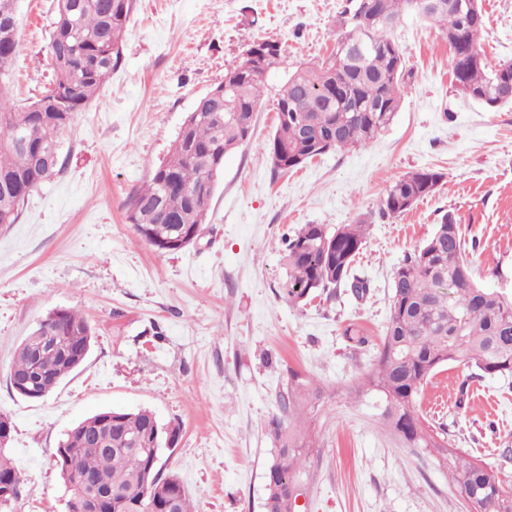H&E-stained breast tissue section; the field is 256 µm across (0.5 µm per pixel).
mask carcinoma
<instances>
[{
  "label": "carcinoma",
  "mask_w": 512,
  "mask_h": 512,
  "mask_svg": "<svg viewBox=\"0 0 512 512\" xmlns=\"http://www.w3.org/2000/svg\"><path fill=\"white\" fill-rule=\"evenodd\" d=\"M50 34L53 83L40 98L17 106L0 86V223L17 222L28 196L60 172L59 139L75 115L96 95L122 60L123 34L134 0H53ZM433 0H348L337 19L331 54L287 73L277 99V127L269 141L274 168L288 171L332 149L359 146L387 128L399 112L410 78L405 56L391 32L406 14L441 28L454 53V80L474 99H498L501 86L512 84V62L492 66L480 46L486 29L479 16L444 6L428 10ZM18 49V30L0 36V78L7 77ZM288 68L281 47L273 59L249 71L241 61L226 68L235 82L236 105L225 114L200 98L189 113L167 158L150 179L129 195L127 219L140 239L159 251L174 252L194 241L204 224L224 157L248 143L268 74ZM444 175L434 170L410 172L390 186L384 207L400 215L434 192ZM368 225L345 224L331 231L305 224L288 239L285 259L288 281L284 294L298 303L317 292L339 288L363 249ZM62 328L61 349L34 355L16 350L12 375L50 393L77 369L72 361L94 330L76 308L49 312ZM463 362L482 373L512 375V296L489 291L473 279L459 225L446 214L427 242L408 254L394 272L389 318L372 369L360 381L385 397L382 417L408 444L431 449L439 467L448 470L458 493L477 494L481 512H512V483L482 461L464 457L445 433L423 426L414 401L437 368ZM319 398V390L291 374L279 392L278 410L269 422L274 463L267 471L265 512H306L296 500L306 496L297 466L312 455V446L284 426L303 401ZM176 430L153 412L108 410L85 418L59 444L69 467L61 469L71 490L97 477L107 497L98 512H191L178 478L160 467L147 471L155 452L175 443ZM21 473L0 447V486L10 485L16 501Z\"/></svg>",
  "instance_id": "cac0c4a2"
}]
</instances>
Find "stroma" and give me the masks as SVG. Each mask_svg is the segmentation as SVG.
<instances>
[{
  "mask_svg": "<svg viewBox=\"0 0 512 512\" xmlns=\"http://www.w3.org/2000/svg\"><path fill=\"white\" fill-rule=\"evenodd\" d=\"M346 3L135 0L121 65L60 140L61 172L0 228V414L23 476L15 512H67L57 455L66 432L105 409L141 408L177 428L159 464L194 512H265L268 424L293 372L320 390L293 417L314 443L307 512H466L429 451L390 431L375 393L355 390L380 348L395 270L444 214L460 226L475 282L512 294V105L490 108L457 90L436 24L409 15L394 28L413 77L377 138L275 170L266 145L285 77L275 71L251 141L224 158L200 237L160 252L127 219L133 188L250 44L277 41L292 65L323 59ZM52 4H17L20 44L5 83L14 102L34 100L52 79ZM483 9L488 60L512 62V0ZM418 170L444 178L410 210L385 215L390 185ZM359 222L369 235L355 273L367 293L341 287L288 303L287 239L304 224ZM73 307L95 331L86 362L42 399L18 395L9 382L18 345L50 311ZM351 324L364 344L346 338ZM416 411L512 480L500 457L512 449V376L445 364Z\"/></svg>",
  "mask_w": 512,
  "mask_h": 512,
  "instance_id": "1",
  "label": "stroma"
}]
</instances>
